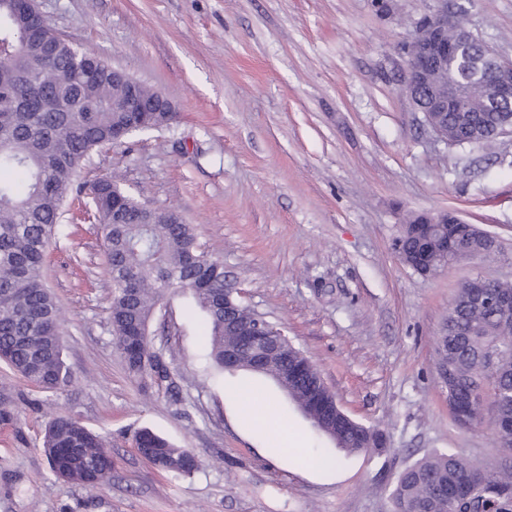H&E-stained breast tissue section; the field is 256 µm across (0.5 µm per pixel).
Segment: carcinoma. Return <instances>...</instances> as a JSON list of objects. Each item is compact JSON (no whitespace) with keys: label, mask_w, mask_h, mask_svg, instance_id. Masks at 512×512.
Returning <instances> with one entry per match:
<instances>
[{"label":"carcinoma","mask_w":512,"mask_h":512,"mask_svg":"<svg viewBox=\"0 0 512 512\" xmlns=\"http://www.w3.org/2000/svg\"><path fill=\"white\" fill-rule=\"evenodd\" d=\"M490 65L481 47L471 46L468 61L454 71L458 82L477 86L470 109L453 104L438 116L453 138L469 145L496 143L512 115V102L486 97L478 85ZM129 92L121 75L59 39L45 18L21 13L17 0H0V360L47 391L72 380L60 310L44 284L47 247L82 164L112 144V129L132 122ZM91 195L112 280V333L132 374L146 383L170 378L146 326L168 296L187 291L204 312L213 365L224 368V352L232 349L231 373L274 380L286 374L285 392L336 447L358 452L379 443L380 430L336 419L334 394L298 348L282 345L256 364L235 330L252 321L254 310L236 293L224 299V261L198 243L191 225L172 211L141 223V203L112 178L95 182ZM475 293L467 282L458 288L434 338L436 362L448 364L446 393L476 395L459 425H483L487 400L496 429L512 420V308L482 309ZM136 445L168 474L188 476L197 467L189 449L150 430L138 433ZM43 448L58 479L94 487L112 471L102 437L72 417L49 422ZM453 498L463 512H512V463L490 468L453 452L426 456L399 474L392 512H448Z\"/></svg>","instance_id":"cac0c4a2"}]
</instances>
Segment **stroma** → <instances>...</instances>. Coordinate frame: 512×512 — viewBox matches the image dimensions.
I'll use <instances>...</instances> for the list:
<instances>
[{
    "label": "stroma",
    "mask_w": 512,
    "mask_h": 512,
    "mask_svg": "<svg viewBox=\"0 0 512 512\" xmlns=\"http://www.w3.org/2000/svg\"><path fill=\"white\" fill-rule=\"evenodd\" d=\"M512 62V0H447ZM79 50L161 91L171 128L95 153L81 185L115 177L179 213L218 252L244 304L283 327L342 410L385 447L347 453L267 377L208 360L190 293L151 324L172 386L143 388L111 330L112 282L88 193L66 201L44 266L73 380L42 390L0 363V512H389L398 474L450 451L493 467L512 449L459 426L435 372L434 337L457 288L512 282V134L494 151L439 140L402 90V45L437 0H37ZM454 212L495 235L492 257L433 276L401 263L410 211ZM99 433L110 477L57 479L44 428ZM150 429L191 449L176 478L139 453ZM331 462L317 472L315 453Z\"/></svg>",
    "instance_id": "stroma-1"
}]
</instances>
